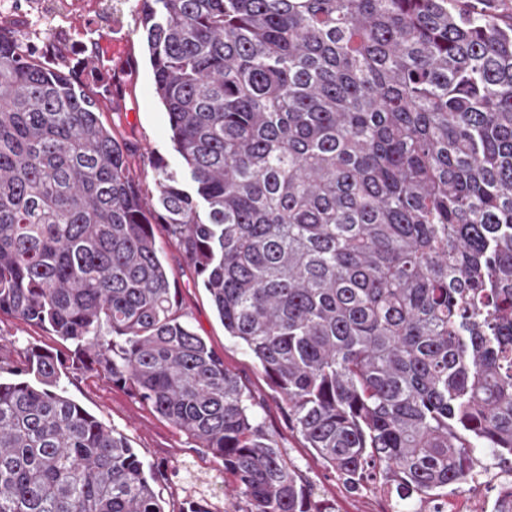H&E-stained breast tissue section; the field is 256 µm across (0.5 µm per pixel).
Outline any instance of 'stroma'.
Instances as JSON below:
<instances>
[{"label":"stroma","mask_w":512,"mask_h":512,"mask_svg":"<svg viewBox=\"0 0 512 512\" xmlns=\"http://www.w3.org/2000/svg\"><path fill=\"white\" fill-rule=\"evenodd\" d=\"M0 24L21 34L39 30L35 41L39 54L64 61L74 80L86 90L121 88L119 111L103 113L102 121L124 144L144 194L155 192L156 163L180 168L165 109L155 94L135 0H0ZM154 231L185 321L246 385L265 429L296 472L313 486L314 502L328 512H395L394 497L380 492L378 484L353 490L325 469L293 428L287 408L255 360L225 333L208 292L170 241L165 226L155 225ZM32 346L58 354L68 367L60 382L67 395L125 436L145 465L165 474L160 490L166 501L180 503L191 494L223 489L224 468L206 449L197 447L125 387L113 384L103 374L72 369L69 343L36 324L0 315L1 361L18 359Z\"/></svg>","instance_id":"stroma-1"}]
</instances>
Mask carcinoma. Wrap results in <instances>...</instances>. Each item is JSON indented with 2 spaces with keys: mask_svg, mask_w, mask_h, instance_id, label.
Listing matches in <instances>:
<instances>
[{
  "mask_svg": "<svg viewBox=\"0 0 512 512\" xmlns=\"http://www.w3.org/2000/svg\"><path fill=\"white\" fill-rule=\"evenodd\" d=\"M184 171L148 201L99 99L0 27V315L224 466L229 512H319L182 320L152 219L293 427L403 502L512 461V23L497 0H137ZM35 347L0 367V512H167Z\"/></svg>",
  "mask_w": 512,
  "mask_h": 512,
  "instance_id": "cac0c4a2",
  "label": "carcinoma"
}]
</instances>
